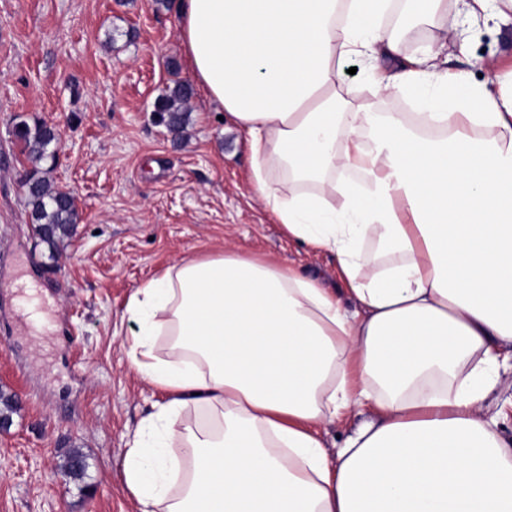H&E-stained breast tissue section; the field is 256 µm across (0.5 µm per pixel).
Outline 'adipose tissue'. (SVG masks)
Wrapping results in <instances>:
<instances>
[{
  "mask_svg": "<svg viewBox=\"0 0 512 512\" xmlns=\"http://www.w3.org/2000/svg\"><path fill=\"white\" fill-rule=\"evenodd\" d=\"M178 15L254 197L334 256L343 289L232 246L136 288L129 366L165 395L126 457L140 512H512L489 411L512 367V91L448 69L465 41L448 0H180ZM414 29L431 37L410 52ZM352 59L375 97L417 111L353 104ZM363 410L328 457L321 428Z\"/></svg>",
  "mask_w": 512,
  "mask_h": 512,
  "instance_id": "ef3b65f1",
  "label": "adipose tissue"
}]
</instances>
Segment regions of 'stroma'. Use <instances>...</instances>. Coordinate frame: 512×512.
Here are the masks:
<instances>
[{
    "label": "stroma",
    "mask_w": 512,
    "mask_h": 512,
    "mask_svg": "<svg viewBox=\"0 0 512 512\" xmlns=\"http://www.w3.org/2000/svg\"><path fill=\"white\" fill-rule=\"evenodd\" d=\"M177 2L0 0V389L19 400L0 433V512H138L126 455L165 399L130 370L120 326L143 281L229 241L339 284L332 255L288 239L253 198L246 144L193 84ZM448 65L512 88V20L488 13ZM177 81L194 90L173 134L155 103ZM19 117L57 131L52 177L80 214L54 264L32 232ZM74 448L80 480L59 468Z\"/></svg>",
    "instance_id": "1"
}]
</instances>
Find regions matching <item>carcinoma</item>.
<instances>
[{"label":"carcinoma","mask_w":512,"mask_h":512,"mask_svg":"<svg viewBox=\"0 0 512 512\" xmlns=\"http://www.w3.org/2000/svg\"><path fill=\"white\" fill-rule=\"evenodd\" d=\"M192 96L187 83H177L158 97L156 111L161 120L170 126L184 128L186 123L184 105ZM14 136L22 144V152L31 169L26 172L25 197L33 231L40 242L46 244L49 257H54L59 245L72 236L80 220L75 197L51 184L48 174L53 167L42 163L56 160L59 138L55 130L44 122L29 124L21 120L14 125Z\"/></svg>","instance_id":"cac0c4a2"}]
</instances>
